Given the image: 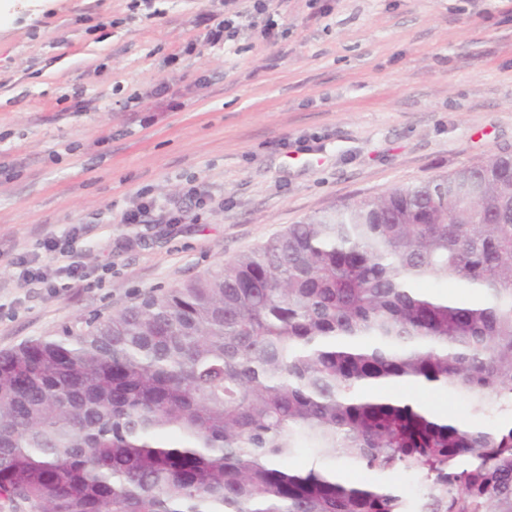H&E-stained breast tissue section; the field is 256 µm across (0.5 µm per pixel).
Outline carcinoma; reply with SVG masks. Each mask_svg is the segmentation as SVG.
<instances>
[{"mask_svg": "<svg viewBox=\"0 0 512 512\" xmlns=\"http://www.w3.org/2000/svg\"><path fill=\"white\" fill-rule=\"evenodd\" d=\"M486 292L469 303L426 280ZM512 154L292 224L178 288L0 351V512H512ZM395 392H406V395L412 399L425 401L435 410H443L454 420L466 422L477 429H491L503 424V416H475L470 410L469 401L456 393L446 392L443 389H422L420 387H394ZM349 472L354 477L353 482L358 484L382 481L399 487L409 499L410 511L419 510L421 490L417 482L409 474L400 471L381 474L366 468L355 469Z\"/></svg>", "mask_w": 512, "mask_h": 512, "instance_id": "carcinoma-1", "label": "carcinoma"}]
</instances>
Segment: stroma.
Masks as SVG:
<instances>
[{
  "instance_id": "1",
  "label": "stroma",
  "mask_w": 512,
  "mask_h": 512,
  "mask_svg": "<svg viewBox=\"0 0 512 512\" xmlns=\"http://www.w3.org/2000/svg\"><path fill=\"white\" fill-rule=\"evenodd\" d=\"M0 0V351L216 270L289 225L512 153V0ZM193 53H185L188 43ZM204 206L125 224L141 199ZM70 240L79 277L47 237ZM52 273L20 286L15 263ZM457 421L443 389L407 388ZM236 1L239 0L224 1V19L210 27L207 33L210 44L216 45L234 40L239 35L240 26H243L239 22L240 19L248 18L250 15H263L266 12V0L249 1L252 5L245 11L238 8ZM226 6H232V8L226 11Z\"/></svg>"
}]
</instances>
